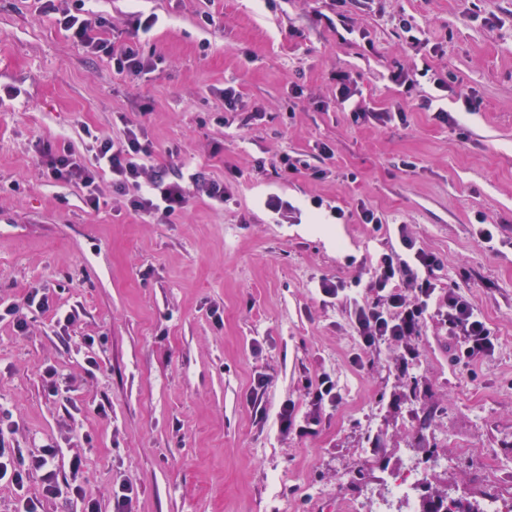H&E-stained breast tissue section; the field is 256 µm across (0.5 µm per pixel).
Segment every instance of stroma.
Returning a JSON list of instances; mask_svg holds the SVG:
<instances>
[{
	"instance_id": "1",
	"label": "stroma",
	"mask_w": 512,
	"mask_h": 512,
	"mask_svg": "<svg viewBox=\"0 0 512 512\" xmlns=\"http://www.w3.org/2000/svg\"><path fill=\"white\" fill-rule=\"evenodd\" d=\"M106 38L164 62L139 79L84 51L41 0H0V407L28 451L53 442L61 476L85 458L87 494L108 505L122 482L137 512H370L387 475L440 458L431 486L465 502L482 455L512 487V0H86ZM158 14L134 33L135 11ZM212 15L206 25L203 15ZM409 19L420 45L399 29ZM452 74L451 92L395 66ZM354 101L337 99L336 72ZM303 87L290 98L292 84ZM241 94L224 109L221 89ZM478 96L479 111L464 109ZM432 109L416 105L420 97ZM404 109L405 121L353 123L354 102ZM448 110L452 123L435 117ZM140 127L154 169L229 181L215 206L192 194L151 221L100 183L101 207L50 182L40 151H86L85 129L121 139ZM327 145L330 155L320 154ZM324 169L282 174L281 155ZM276 194L293 206H264ZM322 208H314V199ZM371 204L383 226L360 223ZM344 211L335 223L332 208ZM406 229L441 264L430 277L471 300L497 338L492 354L453 362L457 341L431 314L399 369L402 346L362 349L350 300L373 301L371 258ZM492 242H482L481 229ZM347 284L339 298L321 280ZM50 308L27 307L32 290ZM75 309L60 330L55 308ZM99 368L87 373V339ZM70 383L49 395L44 371ZM340 397L316 435L281 431L278 411L310 409L318 375ZM428 427H421V419ZM80 426L83 439L69 435Z\"/></svg>"
}]
</instances>
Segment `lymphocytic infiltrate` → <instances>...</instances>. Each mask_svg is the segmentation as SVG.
Wrapping results in <instances>:
<instances>
[{
    "mask_svg": "<svg viewBox=\"0 0 512 512\" xmlns=\"http://www.w3.org/2000/svg\"><path fill=\"white\" fill-rule=\"evenodd\" d=\"M58 14L60 29L87 52L110 61L117 73L137 77L156 70L159 61L154 56L144 55L133 44L115 46L103 37L105 18L86 10L84 0L59 8ZM89 139V157H78L71 147L64 146L54 151L43 150L41 164L44 175L53 182L79 186L85 205L91 209L100 205L98 183L105 173L111 175L115 193L127 197L131 208L163 221L185 208L191 193H201L220 204L230 198L226 185L196 172L172 179L150 172L146 163L150 151L141 144L135 129H127L124 139L118 142L94 132ZM400 241L402 251L381 254L376 260L368 283L377 295L375 303L355 304L350 316L363 349L383 341L402 343L399 364L405 367L418 356L411 339L421 334L437 298L436 285L430 278L420 277L418 271L439 266L440 260L416 248L408 235H401ZM445 304L443 323L449 335L460 339L461 359L472 362L493 353L496 339L474 304L453 291ZM338 398L335 380L330 375H320L311 392L312 409L303 424H296L295 405L289 401L281 405L278 413L281 429L295 430L301 437L316 434L322 406L336 403ZM57 455V448L51 445L31 457L19 448H0V483L19 492L16 512H43L46 500L59 498L79 504L80 512H100L99 504L86 498L78 481L84 467L82 457L72 456L70 478L63 481L57 473ZM33 472L40 475L41 493L27 496L23 493L25 480Z\"/></svg>",
    "mask_w": 512,
    "mask_h": 512,
    "instance_id": "lymphocytic-infiltrate-1",
    "label": "lymphocytic infiltrate"
}]
</instances>
